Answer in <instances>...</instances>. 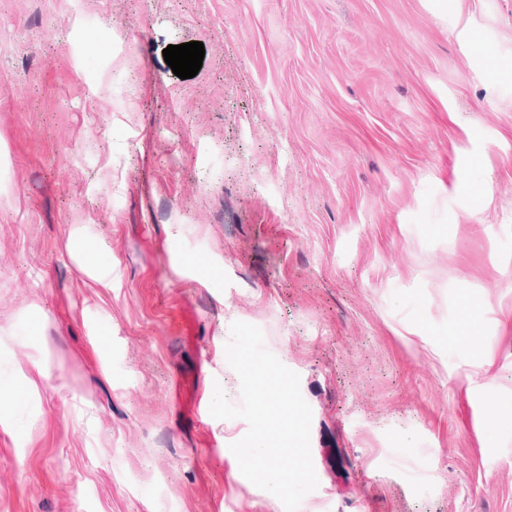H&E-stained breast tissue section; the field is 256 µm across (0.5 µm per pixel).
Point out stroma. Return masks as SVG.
<instances>
[{"instance_id":"stroma-1","label":"stroma","mask_w":512,"mask_h":512,"mask_svg":"<svg viewBox=\"0 0 512 512\" xmlns=\"http://www.w3.org/2000/svg\"><path fill=\"white\" fill-rule=\"evenodd\" d=\"M468 3L0 0V512H284L192 411L236 321L312 410L299 512H512V0Z\"/></svg>"}]
</instances>
